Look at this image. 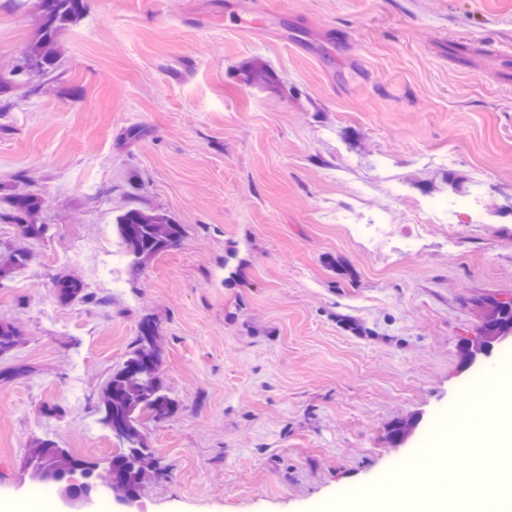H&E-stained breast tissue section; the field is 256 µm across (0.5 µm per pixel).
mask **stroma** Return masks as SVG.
Segmentation results:
<instances>
[{
	"mask_svg": "<svg viewBox=\"0 0 512 512\" xmlns=\"http://www.w3.org/2000/svg\"><path fill=\"white\" fill-rule=\"evenodd\" d=\"M0 0V67L36 33ZM258 6L260 29L237 28ZM61 64L0 88V500L64 512L35 440L107 468L105 384L152 324L175 401L144 432L136 512H320L418 462L476 380L481 305L512 299V0H86ZM277 82L259 89L244 66ZM483 182L482 223L424 202ZM41 200L24 243L12 199ZM167 214L180 243L94 282L114 220ZM383 212L367 244L336 214ZM420 249L406 253L401 240ZM87 281L62 300L59 279ZM409 431L387 436L391 423Z\"/></svg>",
	"mask_w": 512,
	"mask_h": 512,
	"instance_id": "35a3bbf8",
	"label": "stroma"
}]
</instances>
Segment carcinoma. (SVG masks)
<instances>
[{
  "instance_id": "obj_1",
  "label": "carcinoma",
  "mask_w": 512,
  "mask_h": 512,
  "mask_svg": "<svg viewBox=\"0 0 512 512\" xmlns=\"http://www.w3.org/2000/svg\"><path fill=\"white\" fill-rule=\"evenodd\" d=\"M40 25L36 39L22 51V56L11 67L8 76L1 78V84H14L20 75H46L60 63L61 31L75 25L83 16V0H37ZM16 211L15 220L22 227L24 237L36 241L43 233L44 225L34 223L35 215L41 209V201L30 194H18L13 199ZM116 231L125 251L131 256L130 267L135 269L145 260L175 246L183 235V227L163 213H147L138 209H128L116 217ZM84 281L78 278H65L58 283L59 295L64 300L78 297ZM19 331L9 323H0V354L14 347ZM160 352L156 339L138 338L137 345L130 353L102 392L100 423L107 430L128 424L138 436H143L142 418L149 415L157 419V411L162 408L172 411L174 400L166 392L160 377L150 381L135 376L132 368L141 367L146 360ZM33 457L45 459L54 467L71 471L83 478L91 477L95 463L76 457L66 448H59L54 442L39 443ZM154 454L147 442L140 445L120 444L112 455L110 468L123 471L132 484H143L149 471L154 468Z\"/></svg>"
}]
</instances>
